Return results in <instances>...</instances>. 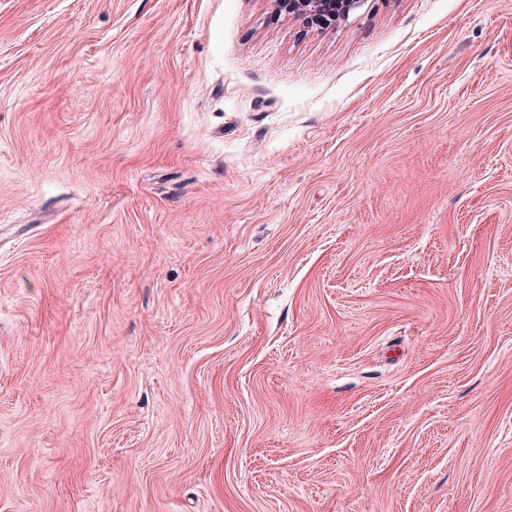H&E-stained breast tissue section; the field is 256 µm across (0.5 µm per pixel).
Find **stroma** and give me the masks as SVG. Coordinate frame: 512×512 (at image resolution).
I'll list each match as a JSON object with an SVG mask.
<instances>
[{
    "label": "stroma",
    "mask_w": 512,
    "mask_h": 512,
    "mask_svg": "<svg viewBox=\"0 0 512 512\" xmlns=\"http://www.w3.org/2000/svg\"><path fill=\"white\" fill-rule=\"evenodd\" d=\"M0 512H512V0H0ZM275 10L288 17L303 16L322 28L334 27L346 20L364 0H271Z\"/></svg>",
    "instance_id": "35a3bbf8"
}]
</instances>
